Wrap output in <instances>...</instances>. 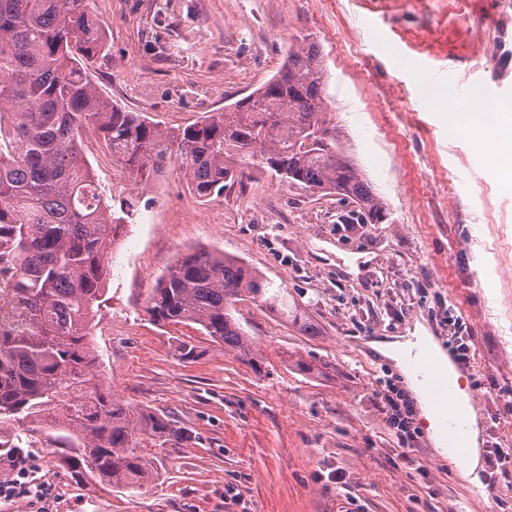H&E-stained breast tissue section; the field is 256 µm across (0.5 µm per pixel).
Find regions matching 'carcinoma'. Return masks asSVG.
I'll list each match as a JSON object with an SVG mask.
<instances>
[{"instance_id":"1","label":"carcinoma","mask_w":512,"mask_h":512,"mask_svg":"<svg viewBox=\"0 0 512 512\" xmlns=\"http://www.w3.org/2000/svg\"><path fill=\"white\" fill-rule=\"evenodd\" d=\"M110 53L88 0H0V453L33 448L46 420L54 466L104 490L143 489L158 475L159 449L189 438L175 422L110 396L88 329L106 303L112 242L134 223L139 199L109 203L82 152L103 136L131 180L151 182L175 162L189 190L208 199L246 170L275 174L290 190L336 194L368 224L387 220L327 120L320 52L289 44L279 72L248 96L173 129L104 98L88 72ZM249 297L296 316L287 289L224 253L198 248L162 275L146 313L161 326L193 324L244 357L235 316Z\"/></svg>"}]
</instances>
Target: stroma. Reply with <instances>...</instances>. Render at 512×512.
Masks as SVG:
<instances>
[{
	"mask_svg": "<svg viewBox=\"0 0 512 512\" xmlns=\"http://www.w3.org/2000/svg\"><path fill=\"white\" fill-rule=\"evenodd\" d=\"M111 45L90 73L101 95L162 127L193 122L265 83L290 41L318 43L330 117L389 212L352 222L333 195L271 192L270 175L236 179L197 201L182 175L134 189L102 137L84 152L108 197L138 193L107 263L109 298L92 330L114 398L190 433L165 449L158 478L132 494L72 480L37 451L49 512H512V477L482 493L438 456L422 418L409 478L377 393L404 386L375 341L422 325L467 326L475 352L481 455L512 454V186L466 131L451 132L447 81L512 103V0H90ZM446 70V81L435 73ZM385 101L368 111L367 99ZM400 140L391 144L389 131ZM205 247L288 290L283 319L244 300L236 316L260 367L193 325L153 324L159 277ZM197 355L183 359L182 342ZM346 483L351 498L338 496Z\"/></svg>",
	"mask_w": 512,
	"mask_h": 512,
	"instance_id": "1",
	"label": "stroma"
}]
</instances>
